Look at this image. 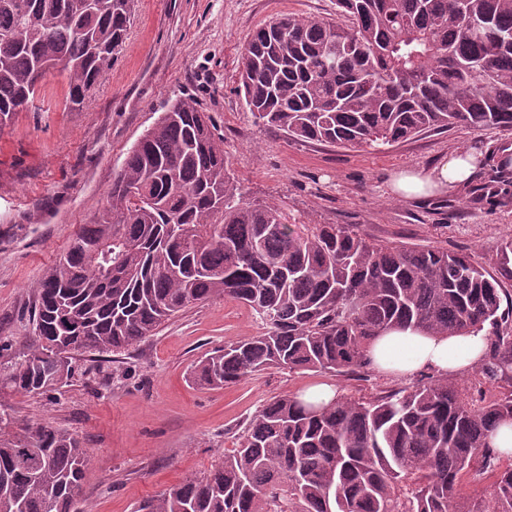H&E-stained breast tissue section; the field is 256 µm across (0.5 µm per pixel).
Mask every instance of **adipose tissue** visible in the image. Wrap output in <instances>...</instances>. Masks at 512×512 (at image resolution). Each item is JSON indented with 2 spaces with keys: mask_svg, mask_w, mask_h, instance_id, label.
Segmentation results:
<instances>
[{
  "mask_svg": "<svg viewBox=\"0 0 512 512\" xmlns=\"http://www.w3.org/2000/svg\"><path fill=\"white\" fill-rule=\"evenodd\" d=\"M478 171L475 154L448 156L429 170L400 172L390 182L392 193L421 196L430 192L452 193L469 183ZM486 348L485 336H428L411 328L387 331L369 348L373 367L384 374L410 378L423 370L455 374L476 363Z\"/></svg>",
  "mask_w": 512,
  "mask_h": 512,
  "instance_id": "ef3b65f1",
  "label": "adipose tissue"
}]
</instances>
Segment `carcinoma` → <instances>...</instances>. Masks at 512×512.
Masks as SVG:
<instances>
[{
	"label": "carcinoma",
	"mask_w": 512,
	"mask_h": 512,
	"mask_svg": "<svg viewBox=\"0 0 512 512\" xmlns=\"http://www.w3.org/2000/svg\"><path fill=\"white\" fill-rule=\"evenodd\" d=\"M135 0H0V118L27 112L47 75L68 106L112 69ZM254 122L285 138L386 149L430 131H512V0H336V19L279 15L242 55ZM512 238L495 272L469 253L385 245L349 224H290L246 198L207 113L168 101L126 153L103 209L35 287L34 331L0 391L42 395L73 350L114 352L186 307L227 298L261 332L207 354L193 381L222 388L270 367L353 374L385 331L487 333L474 400L421 378L369 400L281 395L237 447L139 512H512V463L490 448L512 421ZM91 458L49 423L0 432V512H79ZM474 487L461 493L464 482Z\"/></svg>",
	"instance_id": "cac0c4a2"
}]
</instances>
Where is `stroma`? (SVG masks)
Masks as SVG:
<instances>
[{
	"label": "stroma",
	"mask_w": 512,
	"mask_h": 512,
	"mask_svg": "<svg viewBox=\"0 0 512 512\" xmlns=\"http://www.w3.org/2000/svg\"><path fill=\"white\" fill-rule=\"evenodd\" d=\"M280 14L331 19L335 9L333 0H136L123 50L80 110L66 109L67 83L51 74L36 108L0 124V362L16 359L32 334L35 283L102 209L161 107L182 96L210 116L248 198L280 203L290 222L356 224L388 243L467 249L495 269L512 237V171L499 165L512 154V131H431L384 150H347L255 124L237 93L243 47ZM457 149L481 153V178L420 199L389 193L395 174L433 168ZM258 331L239 302L195 304L128 349L71 352V377L43 396L4 394L0 416L15 435L48 422L80 439L93 460L83 512H136L222 460L274 397L316 384L370 397L406 384L372 368L349 378L274 367L219 389L191 382L194 361Z\"/></svg>",
	"instance_id": "stroma-1"
}]
</instances>
